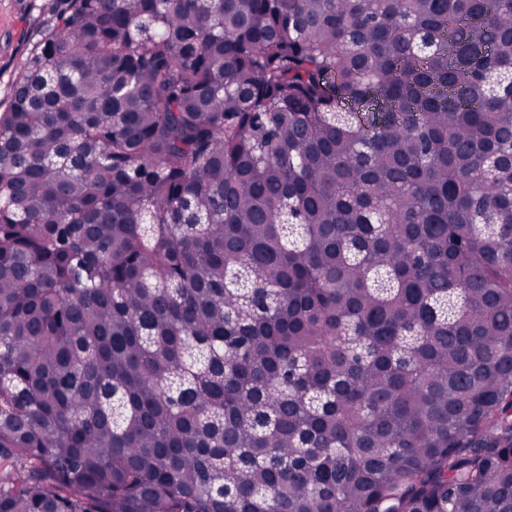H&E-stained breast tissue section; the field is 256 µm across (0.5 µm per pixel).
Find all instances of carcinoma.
Here are the masks:
<instances>
[{"instance_id": "cac0c4a2", "label": "carcinoma", "mask_w": 512, "mask_h": 512, "mask_svg": "<svg viewBox=\"0 0 512 512\" xmlns=\"http://www.w3.org/2000/svg\"><path fill=\"white\" fill-rule=\"evenodd\" d=\"M512 0H70L0 112V512H512Z\"/></svg>"}]
</instances>
